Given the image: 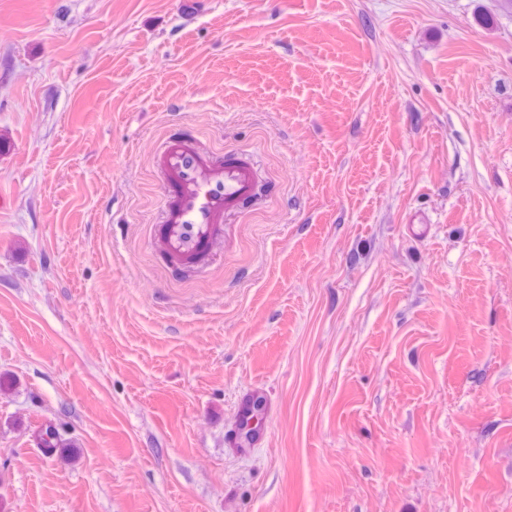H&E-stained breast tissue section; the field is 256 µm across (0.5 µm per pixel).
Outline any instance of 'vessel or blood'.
Wrapping results in <instances>:
<instances>
[{
    "label": "vessel or blood",
    "instance_id": "obj_1",
    "mask_svg": "<svg viewBox=\"0 0 512 512\" xmlns=\"http://www.w3.org/2000/svg\"><path fill=\"white\" fill-rule=\"evenodd\" d=\"M157 173L165 215L155 231L158 248L175 265L192 263L223 242L224 213L250 198L256 171L234 154H209L195 141L164 138Z\"/></svg>",
    "mask_w": 512,
    "mask_h": 512
}]
</instances>
